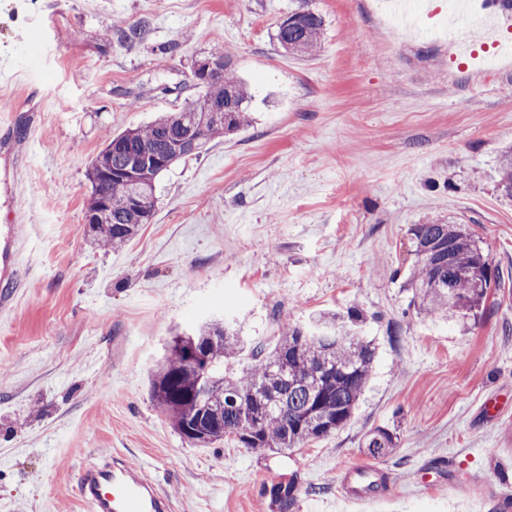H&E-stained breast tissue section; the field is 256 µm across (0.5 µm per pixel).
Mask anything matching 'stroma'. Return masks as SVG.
<instances>
[{
    "label": "stroma",
    "instance_id": "1",
    "mask_svg": "<svg viewBox=\"0 0 512 512\" xmlns=\"http://www.w3.org/2000/svg\"><path fill=\"white\" fill-rule=\"evenodd\" d=\"M307 8L322 50L288 53L276 30ZM391 0H0V122L35 133L0 153L20 169L0 225L31 235L23 286L0 320V512H86L77 474L115 454L142 465L175 512H492L512 476V56L455 54L447 0L390 28ZM135 39H128L131 29ZM231 51L252 123L211 140L157 183L151 223L119 250L90 245V161L107 133L195 97L192 64ZM471 233L492 273L478 321L418 313L406 281L414 225ZM360 308L377 346L347 426L285 454L189 445L150 394L172 337L217 317L250 343L284 323ZM500 396L491 421L480 408ZM393 432L388 488L342 500L338 480ZM289 464L300 497L274 498ZM455 488H447L449 477ZM497 185L504 197L512 199V150H505L501 153ZM393 436L385 429H377L366 439V450L374 458L388 456L393 451Z\"/></svg>",
    "mask_w": 512,
    "mask_h": 512
}]
</instances>
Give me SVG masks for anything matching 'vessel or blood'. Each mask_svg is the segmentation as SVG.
<instances>
[{"label": "vessel or blood", "instance_id": "vessel-or-blood-1", "mask_svg": "<svg viewBox=\"0 0 512 512\" xmlns=\"http://www.w3.org/2000/svg\"><path fill=\"white\" fill-rule=\"evenodd\" d=\"M29 228L20 222L0 225V314L6 313L22 286L23 257ZM379 465L362 463L349 468L339 484L350 501L367 499L359 481L378 478ZM78 493L88 512H173L171 500L155 484L143 479L139 468L122 461L93 462L83 466Z\"/></svg>", "mask_w": 512, "mask_h": 512}]
</instances>
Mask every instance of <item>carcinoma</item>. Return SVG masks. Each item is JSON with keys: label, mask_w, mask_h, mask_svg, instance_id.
Segmentation results:
<instances>
[{"label": "carcinoma", "mask_w": 512, "mask_h": 512, "mask_svg": "<svg viewBox=\"0 0 512 512\" xmlns=\"http://www.w3.org/2000/svg\"><path fill=\"white\" fill-rule=\"evenodd\" d=\"M324 22L309 9L288 14L276 39L288 52L311 56L321 49ZM224 70L206 79L191 70L199 97L176 112L106 138L91 161V192L85 218L92 244L119 249L151 223L156 182L164 173L152 161L197 155L205 144L249 126L251 95L234 74L231 55L218 49ZM232 100L234 111L209 123L196 143L182 136L193 125V108ZM498 189L512 199V150L501 153ZM146 200L137 206L134 194ZM415 261L408 287L413 304L431 317L465 321L478 315L490 288L488 256L460 224L431 221L413 228ZM453 266V288L445 268ZM364 315L353 308L347 315H321L307 329L285 323L273 348L253 347V363L238 375L224 374V359L233 357L241 340L221 320L198 326L187 338L174 337L169 354L155 371L150 391L174 428L190 445L206 448L234 437L245 448L273 454L330 436L352 419L374 370L376 348L360 336ZM207 357L205 379L188 362L192 352ZM393 436L378 429L366 439L374 458L393 451Z\"/></svg>", "instance_id": "cac0c4a2"}]
</instances>
